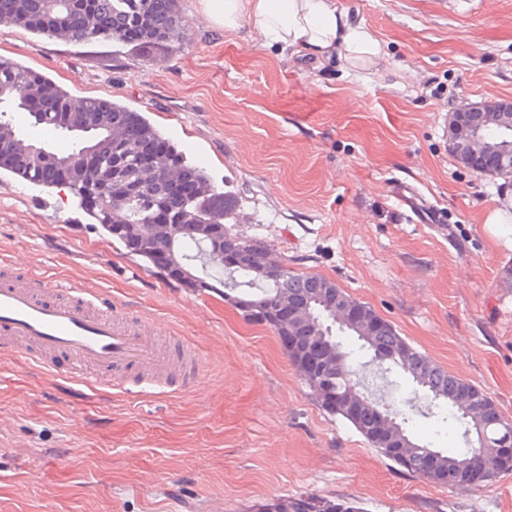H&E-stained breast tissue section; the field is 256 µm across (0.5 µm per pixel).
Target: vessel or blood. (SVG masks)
I'll list each match as a JSON object with an SVG mask.
<instances>
[{"label": "vessel or blood", "mask_w": 512, "mask_h": 512, "mask_svg": "<svg viewBox=\"0 0 512 512\" xmlns=\"http://www.w3.org/2000/svg\"><path fill=\"white\" fill-rule=\"evenodd\" d=\"M0 354L116 389L133 378L181 392L207 366L194 347L163 345L144 317L102 292L28 274L0 278Z\"/></svg>", "instance_id": "vessel-or-blood-1"}]
</instances>
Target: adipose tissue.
<instances>
[{"label": "adipose tissue", "instance_id": "1", "mask_svg": "<svg viewBox=\"0 0 512 512\" xmlns=\"http://www.w3.org/2000/svg\"><path fill=\"white\" fill-rule=\"evenodd\" d=\"M201 7L224 31H235L246 22L268 43L298 55L334 50L345 59L365 61L381 52L378 39L352 24L334 0H201Z\"/></svg>", "mask_w": 512, "mask_h": 512}]
</instances>
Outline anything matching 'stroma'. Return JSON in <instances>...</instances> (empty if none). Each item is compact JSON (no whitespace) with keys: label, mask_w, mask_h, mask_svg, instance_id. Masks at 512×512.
<instances>
[{"label":"stroma","mask_w":512,"mask_h":512,"mask_svg":"<svg viewBox=\"0 0 512 512\" xmlns=\"http://www.w3.org/2000/svg\"><path fill=\"white\" fill-rule=\"evenodd\" d=\"M335 3L379 40L373 62L225 32L200 0L180 2V48L142 63L6 23L0 56L141 112L235 197L237 233L332 279L512 419V180L460 164L443 133L463 103L512 98V0ZM398 182L443 221L410 223ZM0 256L111 293L209 361L186 391L125 393L0 356V512H258L305 493L512 512V471L464 491L398 470L320 406L269 328L127 254L69 191L0 172Z\"/></svg>","instance_id":"35a3bbf8"}]
</instances>
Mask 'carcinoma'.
Returning a JSON list of instances; mask_svg holds the SVG:
<instances>
[{
  "instance_id": "carcinoma-1",
  "label": "carcinoma",
  "mask_w": 512,
  "mask_h": 512,
  "mask_svg": "<svg viewBox=\"0 0 512 512\" xmlns=\"http://www.w3.org/2000/svg\"><path fill=\"white\" fill-rule=\"evenodd\" d=\"M0 19L37 35L73 43L88 42L101 34L106 40L131 45L142 53L173 48L181 43L184 35L180 0H0ZM1 85L19 88L27 103L0 101V142L5 145V151L0 153V171L30 183L61 188L63 183L56 166L67 162L82 172L85 190L98 192L104 187L112 188V194L104 197L97 207L84 206L82 210L121 243L127 253L149 265L157 254L174 248L179 266L201 272L192 282L178 279L187 288L216 291L222 286L230 300L244 306L273 302L285 295L300 303L312 302L306 309L307 321L301 326V335L311 334L318 342L308 356L291 358L297 371H302V361L307 359L312 363L331 347L341 360L333 380L335 398L352 390L369 393L363 371L370 366L384 379L396 372L412 384L411 397L406 400L408 411L391 409L397 418L395 434H405L408 441L390 461L430 483L459 490L464 489L460 485L463 474H484L493 480L498 477L499 434L493 428L478 432L481 406L462 395L463 380L410 345L392 326L387 332L370 337L355 325L337 323L336 316L319 303L320 288L326 277L319 274L307 277L290 271L281 280H265L244 267L213 262L209 258L210 240L206 237L188 235L173 243L163 229L154 227L157 210L181 215L187 224H222L231 204L228 196L215 187L210 175L188 163L177 145L148 118L111 100L77 98L43 73L3 57H0ZM60 103L74 104L78 111L65 117L58 109ZM13 112L28 113L33 125L70 140V148L54 152L46 143L23 135L12 122ZM83 112L98 113L99 134L85 135L72 130ZM112 115L121 117L125 134L111 128ZM116 145L122 148L125 161V168L119 173L95 163L93 156L86 152L92 146L96 155H109ZM139 145L163 147L167 168L151 171L134 162ZM35 146L48 151V157L40 164L30 159ZM114 224H125L127 228L115 232ZM143 233L152 234L146 252L134 246ZM320 405L331 415L348 421L371 447L388 456L385 448L369 434L368 426L378 405L376 400L367 398V406L353 414L336 403L323 400ZM414 414L455 422L463 429L466 448L445 450L416 439L410 429ZM325 501V497L316 494L283 496L265 504L262 512H327L321 507Z\"/></svg>"
}]
</instances>
